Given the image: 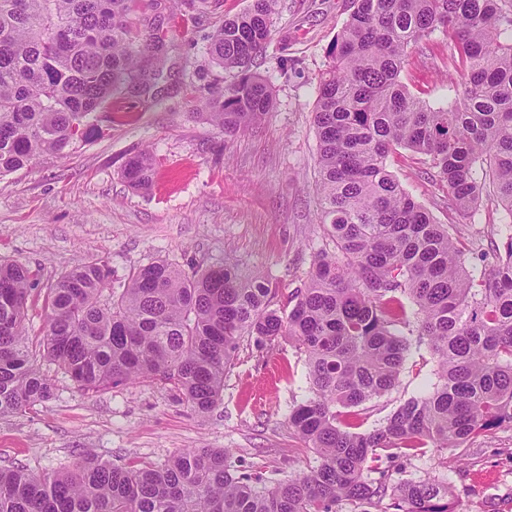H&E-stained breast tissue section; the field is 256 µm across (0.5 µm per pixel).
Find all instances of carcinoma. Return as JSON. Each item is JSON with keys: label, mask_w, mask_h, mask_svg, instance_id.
Wrapping results in <instances>:
<instances>
[{"label": "carcinoma", "mask_w": 512, "mask_h": 512, "mask_svg": "<svg viewBox=\"0 0 512 512\" xmlns=\"http://www.w3.org/2000/svg\"><path fill=\"white\" fill-rule=\"evenodd\" d=\"M132 0H0V176L60 157L91 135L90 119L123 84L151 79V39L134 32ZM275 0H251L216 28L212 62L237 79L214 84L209 120L231 138L273 106L252 71L272 37ZM439 32L453 49L451 101L432 106L401 79L408 57ZM313 122L319 223L326 244L288 310L259 270L226 260L191 274L167 261L111 285L101 258L45 294L44 355L98 392L158 381L210 414L243 338H288L308 364L309 396L288 427L315 465L259 487L226 448H190L161 464L103 463L67 472L0 468V512H458L448 483L393 479V462L463 448L512 424V235L486 252L439 223L389 169L400 149L425 157L448 209L473 219L495 198L512 223V0H353L330 47ZM141 151L123 174L149 188ZM492 259L483 276L469 259ZM32 275L0 262V414L49 400L26 336ZM426 342L438 383L369 432L352 410L391 393L411 341Z\"/></svg>", "instance_id": "cac0c4a2"}]
</instances>
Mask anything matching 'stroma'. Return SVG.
<instances>
[{"instance_id": "35a3bbf8", "label": "stroma", "mask_w": 512, "mask_h": 512, "mask_svg": "<svg viewBox=\"0 0 512 512\" xmlns=\"http://www.w3.org/2000/svg\"><path fill=\"white\" fill-rule=\"evenodd\" d=\"M249 0H135L134 17L158 48L150 85L131 82L94 117V134L67 157H39L31 168L0 177V260L25 264L36 279L27 327L36 366L56 385L51 399L0 415V468L67 471L82 457L160 463L187 448H229L262 477L295 476L313 455L289 429L288 413L308 395L306 358L282 340L264 349L242 345L208 416L194 414L175 392L149 382L99 392L81 390L38 346L47 288L89 258H101L113 281L156 260L204 269L231 259L268 275L278 305L302 286L317 222L318 137L312 122L328 50L352 0H277L273 36L256 70L270 81L274 107L258 125L225 139L208 122L201 99L214 81H234L208 53L209 37ZM451 49L434 34L409 57L402 80L432 105L448 96ZM148 149L154 175L148 190L123 176L131 153ZM401 186L439 223L459 224L483 244L512 229L496 201L484 200L474 220L448 209L440 183L420 155L388 159ZM435 361L413 344L398 387L363 412L362 430L400 404L430 391ZM435 451L401 460L396 478L447 479L459 512H512V427L470 443L462 462H439Z\"/></svg>"}]
</instances>
